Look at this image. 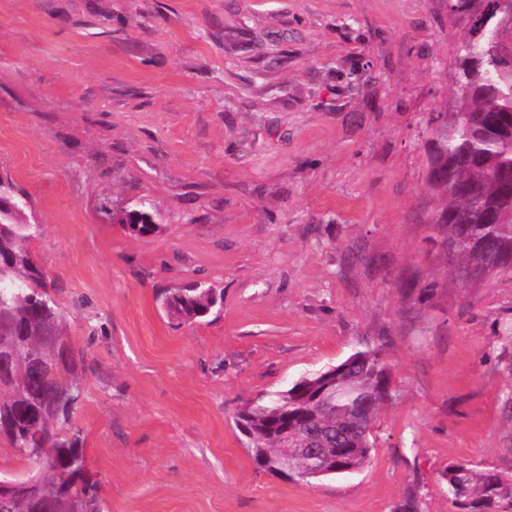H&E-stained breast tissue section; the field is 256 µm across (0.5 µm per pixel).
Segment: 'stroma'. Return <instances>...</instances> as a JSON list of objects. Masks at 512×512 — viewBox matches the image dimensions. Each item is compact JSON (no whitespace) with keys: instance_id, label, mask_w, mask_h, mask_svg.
<instances>
[{"instance_id":"1","label":"stroma","mask_w":512,"mask_h":512,"mask_svg":"<svg viewBox=\"0 0 512 512\" xmlns=\"http://www.w3.org/2000/svg\"><path fill=\"white\" fill-rule=\"evenodd\" d=\"M448 0H0V177L85 360L73 424L105 512H464L449 463L512 472V281L444 280L426 238ZM147 204L139 236L110 208ZM224 291L181 325L168 288ZM379 349L393 404L359 472L259 468L244 402Z\"/></svg>"}]
</instances>
